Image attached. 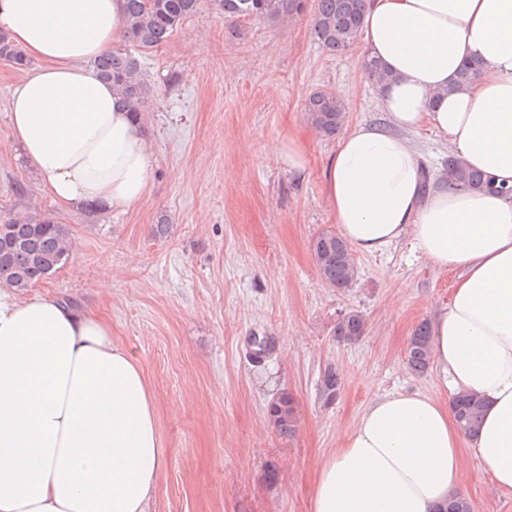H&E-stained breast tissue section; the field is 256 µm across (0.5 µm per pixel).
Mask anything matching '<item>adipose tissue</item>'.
Masks as SVG:
<instances>
[{
	"label": "adipose tissue",
	"mask_w": 512,
	"mask_h": 512,
	"mask_svg": "<svg viewBox=\"0 0 512 512\" xmlns=\"http://www.w3.org/2000/svg\"><path fill=\"white\" fill-rule=\"evenodd\" d=\"M124 2L0 0V32L38 62L11 95L9 135L57 205L96 217L141 202L154 173L142 121L93 65L123 37ZM362 37L389 75L377 87L388 123L339 139L324 200L351 251L407 237L457 271L431 361L482 418L466 434L426 393L377 397L321 461L311 512H438L464 489L466 449L512 494V198L425 181L408 135L429 126L512 185V0H366ZM167 459L148 379L111 322L1 290L0 512H151Z\"/></svg>",
	"instance_id": "1"
}]
</instances>
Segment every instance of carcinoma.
<instances>
[{"instance_id":"obj_1","label":"carcinoma","mask_w":512,"mask_h":512,"mask_svg":"<svg viewBox=\"0 0 512 512\" xmlns=\"http://www.w3.org/2000/svg\"><path fill=\"white\" fill-rule=\"evenodd\" d=\"M201 0H126L123 18L124 40L141 51L165 44L184 19L196 13ZM224 17L240 19L256 17L272 22L284 20L299 12L303 0H213ZM365 0H316L312 16V34L325 50L339 53L358 39ZM0 58L23 68L28 59L7 36L0 33ZM99 74L128 100L136 115L145 112L150 89L143 77L139 58L128 49L116 48L94 61ZM310 124L322 135L331 136L342 125L345 112L342 103L326 91L311 95L305 104ZM448 185L463 189H479L511 195L512 188L498 184L492 177L471 169L453 156L445 162ZM321 280L331 288L352 285L357 269L347 243L331 230L318 233L310 245ZM71 232L39 211L0 214V283L24 292L36 283L44 269H60L68 260ZM365 321L358 312L345 314L336 326V338L354 342L364 333ZM431 362L430 327L419 324L405 351L406 366L415 374L425 373ZM341 390L340 373L332 366L323 373L320 392L326 404L334 402ZM455 417L465 432L473 431L480 422L481 402L461 394L453 401ZM269 422L278 435L289 438L298 428L299 411L295 398L281 393L268 406Z\"/></svg>"}]
</instances>
